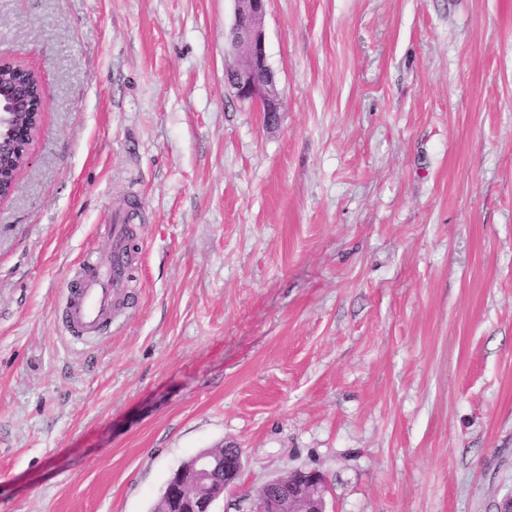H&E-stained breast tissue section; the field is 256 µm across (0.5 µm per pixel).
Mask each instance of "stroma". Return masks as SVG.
<instances>
[{"mask_svg": "<svg viewBox=\"0 0 512 512\" xmlns=\"http://www.w3.org/2000/svg\"><path fill=\"white\" fill-rule=\"evenodd\" d=\"M234 0H0L50 107L0 204V512H215L319 470L327 512L512 499V0H268L276 127L224 80ZM135 212L87 344L63 290ZM222 466L220 479L218 480ZM243 470L240 448L224 447L223 454L205 453L192 457L186 467L176 471L168 483L167 501L172 510L184 508L189 512H215L213 506L234 485Z\"/></svg>", "mask_w": 512, "mask_h": 512, "instance_id": "35a3bbf8", "label": "stroma"}]
</instances>
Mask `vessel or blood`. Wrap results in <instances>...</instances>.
Returning <instances> with one entry per match:
<instances>
[{
	"label": "vessel or blood",
	"instance_id": "b4317fda",
	"mask_svg": "<svg viewBox=\"0 0 512 512\" xmlns=\"http://www.w3.org/2000/svg\"><path fill=\"white\" fill-rule=\"evenodd\" d=\"M116 277L112 266L87 261L64 291L66 326L75 340L94 332L112 309Z\"/></svg>",
	"mask_w": 512,
	"mask_h": 512
}]
</instances>
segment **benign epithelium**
Masks as SVG:
<instances>
[{
    "label": "benign epithelium",
    "instance_id": "1",
    "mask_svg": "<svg viewBox=\"0 0 512 512\" xmlns=\"http://www.w3.org/2000/svg\"><path fill=\"white\" fill-rule=\"evenodd\" d=\"M268 0H235L234 21L225 40L234 63L227 70V84L234 96L257 103L268 119H276L282 101L267 62L262 19ZM11 61L0 58V201L11 197L15 187L13 167L29 163L28 145L39 125L29 124L47 107L38 97L33 81L19 74L4 77ZM243 470L242 451L232 445L221 454L192 457L168 483L167 501L188 512H214L213 506L234 485ZM224 473V482L218 474ZM325 479L321 472L298 470L265 483L250 501L248 512H326Z\"/></svg>",
    "mask_w": 512,
    "mask_h": 512
}]
</instances>
